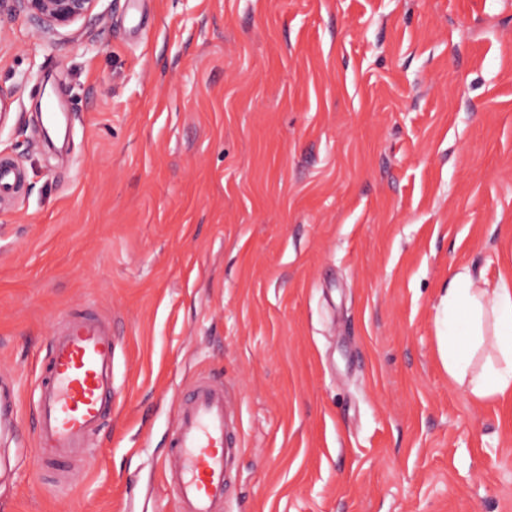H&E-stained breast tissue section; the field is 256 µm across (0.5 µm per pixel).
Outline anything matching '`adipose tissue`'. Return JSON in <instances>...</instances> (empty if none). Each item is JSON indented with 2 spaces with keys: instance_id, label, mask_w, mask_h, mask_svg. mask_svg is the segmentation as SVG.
Here are the masks:
<instances>
[{
  "instance_id": "1",
  "label": "adipose tissue",
  "mask_w": 512,
  "mask_h": 512,
  "mask_svg": "<svg viewBox=\"0 0 512 512\" xmlns=\"http://www.w3.org/2000/svg\"><path fill=\"white\" fill-rule=\"evenodd\" d=\"M436 327L451 381L479 401L512 397V276L452 272Z\"/></svg>"
}]
</instances>
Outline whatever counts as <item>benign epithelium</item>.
Wrapping results in <instances>:
<instances>
[{"mask_svg":"<svg viewBox=\"0 0 512 512\" xmlns=\"http://www.w3.org/2000/svg\"><path fill=\"white\" fill-rule=\"evenodd\" d=\"M97 0H0V15L24 12L43 35L70 27L89 16Z\"/></svg>","mask_w":512,"mask_h":512,"instance_id":"benign-epithelium-1","label":"benign epithelium"}]
</instances>
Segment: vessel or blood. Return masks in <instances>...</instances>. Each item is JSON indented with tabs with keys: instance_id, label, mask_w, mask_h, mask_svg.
<instances>
[{
	"instance_id": "obj_1",
	"label": "vessel or blood",
	"mask_w": 512,
	"mask_h": 512,
	"mask_svg": "<svg viewBox=\"0 0 512 512\" xmlns=\"http://www.w3.org/2000/svg\"><path fill=\"white\" fill-rule=\"evenodd\" d=\"M116 342L110 325L75 318L55 332L37 384L34 434L60 464L79 461L112 404ZM230 397L223 387L198 383L177 411L173 456L164 478L179 512H224V491L242 454L232 435Z\"/></svg>"
}]
</instances>
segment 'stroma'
<instances>
[{
    "instance_id": "obj_1",
    "label": "stroma",
    "mask_w": 512,
    "mask_h": 512,
    "mask_svg": "<svg viewBox=\"0 0 512 512\" xmlns=\"http://www.w3.org/2000/svg\"><path fill=\"white\" fill-rule=\"evenodd\" d=\"M0 512H178L179 404L232 396L224 512H512V398L451 381V269L512 275V0H98L0 17ZM52 87L68 145L35 104ZM117 340L66 490L32 433L60 320ZM97 0H1L0 15L24 12L36 22L38 35L70 27L89 16Z\"/></svg>"
}]
</instances>
